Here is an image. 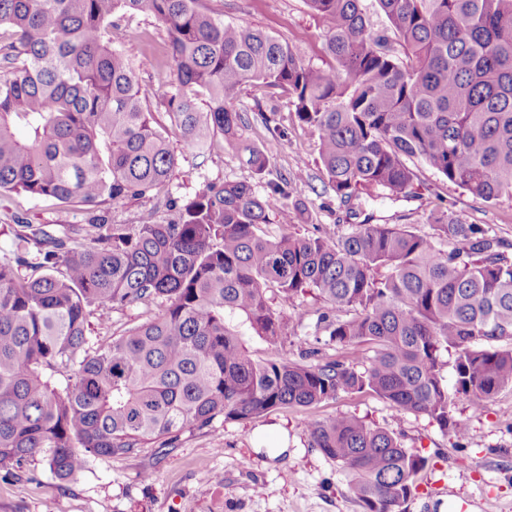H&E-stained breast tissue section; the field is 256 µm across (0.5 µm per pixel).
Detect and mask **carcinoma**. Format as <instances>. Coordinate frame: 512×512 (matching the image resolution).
Returning <instances> with one entry per match:
<instances>
[{
  "label": "carcinoma",
  "instance_id": "obj_1",
  "mask_svg": "<svg viewBox=\"0 0 512 512\" xmlns=\"http://www.w3.org/2000/svg\"><path fill=\"white\" fill-rule=\"evenodd\" d=\"M376 2L379 32L362 0H306L324 23L322 69L201 0H0V27L13 31L0 44V195L94 207L172 180L178 158L119 48L128 33L110 37L148 12L173 60L161 106L187 147L220 133L266 172L230 106L256 82L292 96L342 204L367 188L407 193L414 158L487 202L512 198V0ZM287 198L235 181L175 205L165 223L3 225L16 250L0 260V468L42 456L67 480L92 457L175 448L219 419L364 392L465 439L442 355L454 352V391L473 405L512 389L509 244L442 209L431 223L446 251L392 224H357L334 244L266 237L261 225ZM270 292L316 294L327 342L369 344L373 356L284 357L291 326ZM155 300V318L90 343L95 312ZM248 337L270 357L253 359ZM309 446L348 472L365 512H402L428 467L398 434L350 415L313 422Z\"/></svg>",
  "mask_w": 512,
  "mask_h": 512
}]
</instances>
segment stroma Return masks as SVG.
<instances>
[{"label": "stroma", "mask_w": 512, "mask_h": 512, "mask_svg": "<svg viewBox=\"0 0 512 512\" xmlns=\"http://www.w3.org/2000/svg\"><path fill=\"white\" fill-rule=\"evenodd\" d=\"M205 2L223 7L225 20L265 31L305 62L325 67L323 24L305 0ZM126 24L139 36L121 49L138 67L154 117L167 129L170 147L180 160L177 175L161 192L94 210L13 193L0 197V224H84L94 213L110 224L162 223L173 216L169 202L185 203L208 184L246 180L264 194L269 181L291 180L304 170L309 180L291 185L290 208L270 212L264 227L268 235L333 240L357 224H402L438 237L444 248L447 239L439 238L436 225L428 221L439 206L512 245V198L484 201L417 159L410 163L417 174L415 194L390 200L364 192L352 205L341 204L323 180L317 135L298 121L287 93L260 84L243 87L233 106L247 122L244 137L267 154L268 171L256 174L219 134L210 150H186L160 104L172 71L165 29L142 12L127 18ZM274 306L295 327L283 352L298 359L301 348L317 345L321 332L316 321L325 304L309 294L275 298ZM160 309V302L154 301L102 312L90 320L88 334L106 340L112 332L155 317ZM336 414L354 415L401 434L404 448L430 458L432 467L403 512H453L462 504L468 512H503L512 505V389H506L478 411L468 398L456 397L455 416L469 427L461 443L428 417L398 416L379 397L343 394L312 410L278 408L248 422L188 432L175 448L150 444L127 456L97 457L68 480L57 478L40 456L22 468L0 470V512H362L349 492L347 473L308 445L310 423ZM462 472L470 474V481L458 482Z\"/></svg>", "instance_id": "obj_1"}]
</instances>
